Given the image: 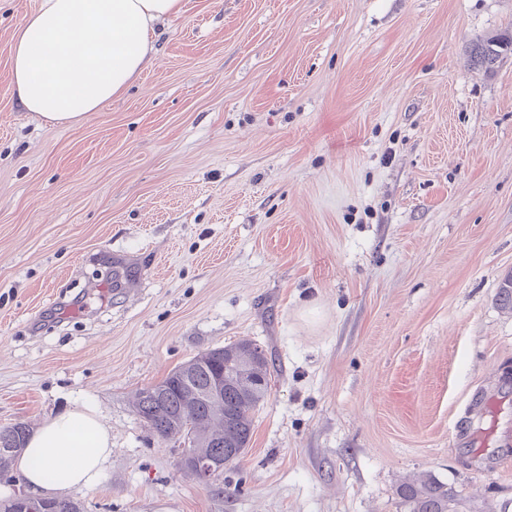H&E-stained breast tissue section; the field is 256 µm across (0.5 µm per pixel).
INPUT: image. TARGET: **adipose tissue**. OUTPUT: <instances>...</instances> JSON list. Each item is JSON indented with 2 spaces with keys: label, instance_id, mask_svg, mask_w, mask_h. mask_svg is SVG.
<instances>
[{
  "label": "adipose tissue",
  "instance_id": "1",
  "mask_svg": "<svg viewBox=\"0 0 512 512\" xmlns=\"http://www.w3.org/2000/svg\"><path fill=\"white\" fill-rule=\"evenodd\" d=\"M183 0H41L12 35L11 91L43 122L75 125L122 96L156 51L160 23ZM112 457V431L75 407L48 418L17 469L39 493L91 488Z\"/></svg>",
  "mask_w": 512,
  "mask_h": 512
}]
</instances>
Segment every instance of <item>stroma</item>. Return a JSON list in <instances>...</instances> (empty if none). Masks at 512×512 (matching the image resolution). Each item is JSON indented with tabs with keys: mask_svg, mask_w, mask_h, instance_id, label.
I'll use <instances>...</instances> for the list:
<instances>
[{
	"mask_svg": "<svg viewBox=\"0 0 512 512\" xmlns=\"http://www.w3.org/2000/svg\"><path fill=\"white\" fill-rule=\"evenodd\" d=\"M39 4L0 0V427L101 416L84 512H408L423 474L512 512V56L467 61L512 0H184L75 126L11 93ZM242 339L275 384L208 486L134 395Z\"/></svg>",
	"mask_w": 512,
	"mask_h": 512,
	"instance_id": "obj_1",
	"label": "stroma"
}]
</instances>
